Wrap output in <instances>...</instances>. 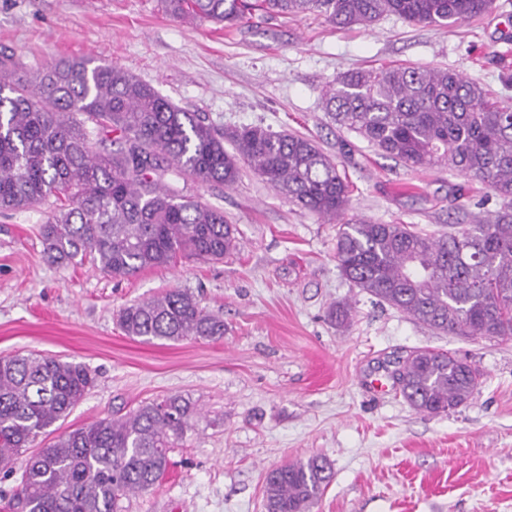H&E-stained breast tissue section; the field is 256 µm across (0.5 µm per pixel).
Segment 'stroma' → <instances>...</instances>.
Masks as SVG:
<instances>
[{
	"label": "stroma",
	"instance_id": "stroma-1",
	"mask_svg": "<svg viewBox=\"0 0 512 512\" xmlns=\"http://www.w3.org/2000/svg\"><path fill=\"white\" fill-rule=\"evenodd\" d=\"M452 28L385 15L368 26L267 15L236 26L173 19L160 0H0V50L29 67L76 56L134 73L218 128L263 126L317 142L339 165L352 211L440 235L500 210L487 187L439 166L382 155L326 112L343 71L448 68L512 104V0ZM184 195L223 211L239 249L115 280L91 262L46 261L51 205L0 214V356L36 352L85 364L96 384L58 433L179 394L193 428L152 490L121 512H264V477L321 456L334 477L311 512H512V337L444 335L353 288L336 232L249 168L233 186L170 171ZM178 288L224 320L223 339L147 343L119 310ZM353 307L348 329L330 307ZM430 347L475 363L484 381L446 415L420 413L395 384L398 359Z\"/></svg>",
	"mask_w": 512,
	"mask_h": 512
}]
</instances>
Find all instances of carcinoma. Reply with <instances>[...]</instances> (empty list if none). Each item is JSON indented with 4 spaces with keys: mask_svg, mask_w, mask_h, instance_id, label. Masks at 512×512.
<instances>
[{
    "mask_svg": "<svg viewBox=\"0 0 512 512\" xmlns=\"http://www.w3.org/2000/svg\"><path fill=\"white\" fill-rule=\"evenodd\" d=\"M178 20L234 24L257 12L316 13L337 27L386 14L451 26L487 13L494 0H161ZM336 124L416 169L446 165L502 200L495 214L440 236L408 224L348 214L338 165L311 139L261 126L217 129L162 98L135 75L85 58L32 73L0 51V211L53 201L40 227L46 260L90 259L124 280L179 257L219 261L239 248L224 213L162 183L166 166L202 184L229 187L245 163L298 206L338 225L342 276L378 302L438 333L512 337V109L448 69L346 70L323 93ZM113 134L116 149L93 150ZM229 142V152L224 143ZM125 335L152 343L224 337V320L189 291L170 289L123 307ZM401 394L418 412L448 414L481 385L479 368L433 348L398 362ZM85 365L36 353L0 357V472H20L21 512H119V501L167 474L170 449L193 426L181 395L72 429L36 452L51 427L95 386ZM333 478L311 457L270 470L265 512H308Z\"/></svg>",
    "mask_w": 512,
    "mask_h": 512,
    "instance_id": "cac0c4a2",
    "label": "carcinoma"
}]
</instances>
